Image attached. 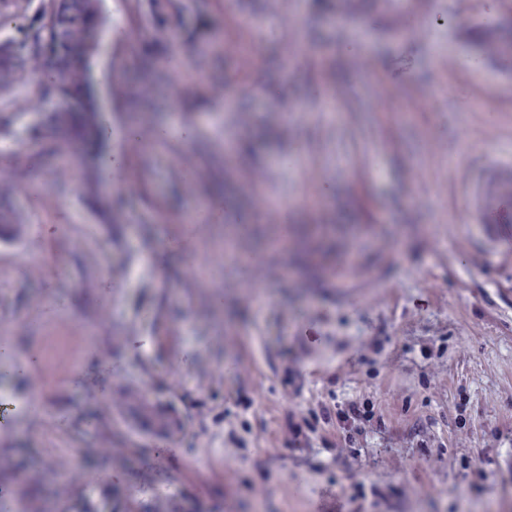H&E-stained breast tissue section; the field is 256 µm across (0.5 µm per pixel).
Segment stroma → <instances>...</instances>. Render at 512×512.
<instances>
[{
  "label": "stroma",
  "instance_id": "stroma-1",
  "mask_svg": "<svg viewBox=\"0 0 512 512\" xmlns=\"http://www.w3.org/2000/svg\"><path fill=\"white\" fill-rule=\"evenodd\" d=\"M182 2L170 42L105 48L111 190L26 136L32 76L4 97L0 223L31 225L41 261L0 243V324L37 356L69 332L78 356L35 406L0 359V450L30 452L0 464V493L71 512L39 471L64 455L107 477L78 486L99 512H512V223L470 203L512 173V70L467 65L512 0ZM263 14L257 40L242 21ZM161 121L196 137L153 140ZM227 203L253 222L191 231ZM143 403L176 409L174 451L136 429ZM351 404L367 417L339 424ZM125 157L114 151L104 155L100 161V177L106 187L112 186L122 175L125 168Z\"/></svg>",
  "mask_w": 512,
  "mask_h": 512
}]
</instances>
